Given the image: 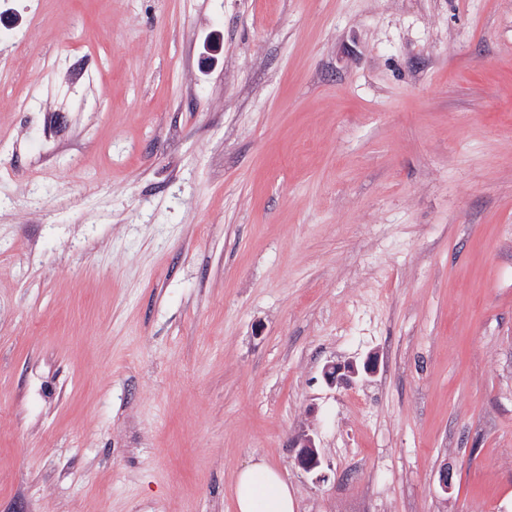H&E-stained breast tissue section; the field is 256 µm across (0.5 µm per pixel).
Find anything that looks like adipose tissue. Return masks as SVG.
Instances as JSON below:
<instances>
[{"instance_id":"obj_1","label":"adipose tissue","mask_w":512,"mask_h":512,"mask_svg":"<svg viewBox=\"0 0 512 512\" xmlns=\"http://www.w3.org/2000/svg\"><path fill=\"white\" fill-rule=\"evenodd\" d=\"M234 501L235 512H295L287 482L278 469L261 458L237 472Z\"/></svg>"}]
</instances>
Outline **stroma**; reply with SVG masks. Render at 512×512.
I'll return each instance as SVG.
<instances>
[{"mask_svg": "<svg viewBox=\"0 0 512 512\" xmlns=\"http://www.w3.org/2000/svg\"><path fill=\"white\" fill-rule=\"evenodd\" d=\"M259 457L512 512V0H0V512H234ZM358 375L359 370L353 364L338 365L336 363H330L323 369V379L330 387L350 386L353 382V378ZM295 448H299L296 462L299 467L309 473H317L322 465L321 455L313 436L303 433L295 442Z\"/></svg>", "mask_w": 512, "mask_h": 512, "instance_id": "1", "label": "stroma"}]
</instances>
